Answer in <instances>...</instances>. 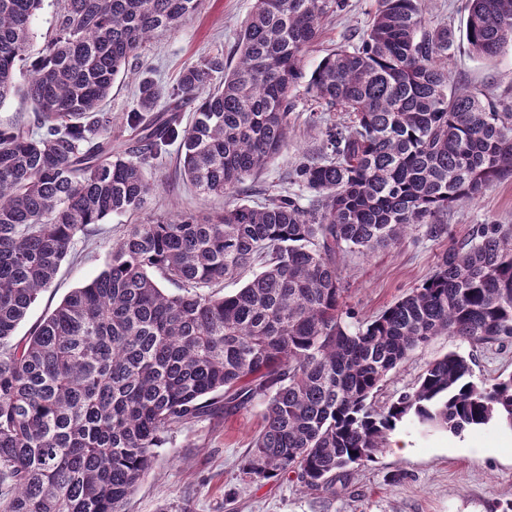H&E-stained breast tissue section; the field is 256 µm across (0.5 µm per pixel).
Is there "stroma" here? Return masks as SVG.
I'll list each match as a JSON object with an SVG mask.
<instances>
[{
  "instance_id": "stroma-1",
  "label": "stroma",
  "mask_w": 512,
  "mask_h": 512,
  "mask_svg": "<svg viewBox=\"0 0 512 512\" xmlns=\"http://www.w3.org/2000/svg\"><path fill=\"white\" fill-rule=\"evenodd\" d=\"M254 2L202 0L180 30L155 38L130 59L114 81L106 106L114 120L113 134L121 133L142 79L154 80L165 90L176 84L187 66L205 57L221 53L233 58L237 33ZM374 7L375 0H346L342 11L325 20L317 41L304 55V75H311L339 46L358 42ZM443 25L455 31L448 53L452 82L512 104V49L493 59L474 56L465 39L461 0H429L426 28ZM313 108L308 96L297 92L288 144L245 182V202L261 203L285 193L303 196L291 175L322 143L325 122L314 116ZM176 157L172 146L151 161L148 176L155 189L144 211L108 216L90 236L76 238L71 256L31 307L16 338L27 336L65 296L98 275L130 225L173 210L206 216L223 209L224 198L200 194L175 176ZM444 222L446 234H431L427 225L420 224L397 247L347 258L343 271L347 305L357 318L378 315L420 285L451 242L468 237L474 225H512V179L454 206ZM451 351L473 355L476 377L512 372V343L499 349H474L457 339L437 336L387 377L376 394L377 404L411 390L429 361ZM262 410L257 401L233 415L206 418L164 434L125 512H504L512 502V430L496 425L455 435L411 422L400 424L396 434L405 442V452L386 448L374 461L337 476L327 493L304 490L289 474L249 478L243 467L262 426Z\"/></svg>"
}]
</instances>
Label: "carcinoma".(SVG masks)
<instances>
[{
    "mask_svg": "<svg viewBox=\"0 0 512 512\" xmlns=\"http://www.w3.org/2000/svg\"><path fill=\"white\" fill-rule=\"evenodd\" d=\"M40 3L0 0V104L20 96L34 112L30 126L0 125V512H124L162 435L256 400L263 426L247 474L292 473L310 491L373 460L406 420L456 435L512 429V373L478 379L474 358L455 351L412 391L373 402L435 336L512 339L511 225H476L373 319L351 322L344 301L346 257L392 248L418 224L441 235L448 208L512 177V106L451 84L454 33L425 31L426 0H376L360 43L312 72L306 91L330 116L294 173L308 204L278 195L133 224L104 270L15 340L76 236L145 208L149 160L177 142L182 179L233 197L288 144L305 50L343 7L255 0L234 68L222 54L185 68L163 109L161 90L142 82L114 137L103 104L115 78L200 0H60L55 34L36 49ZM465 10L475 54L512 45V0Z\"/></svg>",
    "mask_w": 512,
    "mask_h": 512,
    "instance_id": "1",
    "label": "carcinoma"
}]
</instances>
